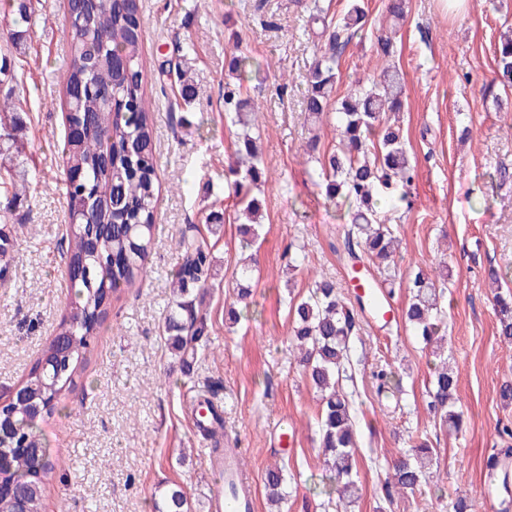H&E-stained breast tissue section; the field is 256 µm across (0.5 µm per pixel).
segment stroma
<instances>
[{"label": "stroma", "mask_w": 512, "mask_h": 512, "mask_svg": "<svg viewBox=\"0 0 512 512\" xmlns=\"http://www.w3.org/2000/svg\"><path fill=\"white\" fill-rule=\"evenodd\" d=\"M341 16L346 0H140L144 33L140 65L154 121L159 193L156 230L147 271L135 287L114 294L111 309L68 397L39 419V435L54 466L41 512H150L169 483L185 486L192 512H212L219 481L208 442L197 434L191 408L198 389H214L222 411L221 447L245 451L255 477L257 512H343L323 491L325 471L316 444L318 394L289 348L292 300L327 278L345 302L350 265L343 245L347 204L329 203L315 185L318 164L305 152L311 129L319 151L335 148V114L314 125L304 110L307 75L323 44L308 21L313 3ZM370 20L340 58L332 93L340 102L357 80L379 72L378 35L393 31L396 62L405 74L399 114L404 142L416 162L411 206L387 211L401 239L392 285L395 308L405 306L416 274L448 266L444 355L459 378L462 428L447 435L427 411L433 357L403 320L381 330L366 316L350 340L344 390L354 401L360 446L353 474L361 495L354 512H455L466 495L470 512H484L483 473L512 448L503 425L512 405L499 387L512 381V344L497 334L489 268H512V183L494 177L512 169V91L494 99L483 91L496 77L501 35L512 30V0H467L448 12L443 0H409L393 24L386 0H367ZM66 0H45L13 64L22 78L24 156L29 188L13 199L0 184V232L17 253L0 263V401L26 380L67 315L63 254L68 203L62 143L65 108L59 90L72 64L63 35ZM247 44L260 68L248 94L259 109L266 182L264 219L249 306L238 321L235 268L241 258L239 221L225 198L224 168L234 150V129L224 121L227 53ZM194 43L191 79L198 94L184 105L173 76L162 73L176 44ZM223 223H206L210 210ZM211 245L214 280L201 295L208 346L190 376H182L162 324L171 301V277L182 234ZM303 246L305 260L288 272V247ZM391 365L402 392L377 393L375 374ZM420 438L437 448L433 476L412 493L386 496L391 461ZM287 474V499L267 500L264 473L271 464Z\"/></svg>", "instance_id": "obj_1"}]
</instances>
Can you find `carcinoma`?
Here are the masks:
<instances>
[{
	"label": "carcinoma",
	"mask_w": 512,
	"mask_h": 512,
	"mask_svg": "<svg viewBox=\"0 0 512 512\" xmlns=\"http://www.w3.org/2000/svg\"><path fill=\"white\" fill-rule=\"evenodd\" d=\"M140 0H68V13L80 19L77 27L66 28L74 61L66 85L59 91L67 107L66 123L81 128L79 138L63 145L65 166L80 172L76 182H64L69 202L66 259L82 270L71 283L70 314L46 346L44 371L30 372L24 401H11L0 408V416L13 422L12 431L0 438V512H40L45 480L53 467L48 451L32 420L31 408L48 413L66 399L79 377L86 354L99 326L120 288H132L146 271L155 231L154 204L159 181L154 166V133L144 93L139 64L143 29L139 27ZM31 0H11L7 16L18 27L12 48L0 56V84L11 83L16 73L8 66L12 50L23 44L19 27L32 24ZM309 22L321 26L324 47L308 76L305 111L320 120L330 111V96L339 74V60L353 37L363 31L368 14L360 0H349L343 16L329 19L319 3L309 12ZM192 44L176 46L169 71L176 74L184 102L194 94L188 83V53ZM498 72L503 84H512V37L499 48ZM229 68L241 73L253 66L252 58L238 48L229 55ZM81 84L85 94L71 102L70 88ZM112 87V102L98 98L97 89ZM243 83L224 87V120L240 127L234 154L227 166L232 195L246 223L239 226L245 246L259 236L262 202L253 194L264 169L258 137L251 133L247 112L249 99ZM402 78L391 66L383 67L368 84H356L336 109L340 132L339 151L322 156L320 186L328 201L340 197L352 208L345 230L344 247L356 263L366 258L377 261L390 281L396 277L391 264L399 240L381 218L377 201H405L414 179L405 143L399 133L384 125V115L403 107ZM22 118L11 94L0 100V158L9 161L23 177L19 160L18 133ZM180 261L173 274L174 298L164 317L163 332L182 374L190 375L191 362L207 332V319L196 307L193 292L211 284L213 258L205 241L182 235L178 241ZM253 258L245 259L235 272L238 302L250 296ZM448 275L418 274L411 282L412 296L402 311L404 322L426 345L440 341L446 312L440 304ZM498 336L512 342V296L497 294ZM294 328L290 350L297 354L319 396V447L326 455L330 493L341 503L357 498L352 478L358 435L352 401L339 390V380L348 373L349 337L356 327L354 310L342 303L333 282H314L309 296L293 309ZM458 379L442 365L433 376L428 411L448 426L460 429L461 415L454 409ZM436 449L421 442L411 452L391 462L385 483L387 493L414 491L428 478L427 465ZM286 477L284 468L266 470L264 485L271 501L280 504ZM154 512H190L187 493L178 484L165 490L162 500L152 503Z\"/></svg>",
	"instance_id": "obj_1"
}]
</instances>
